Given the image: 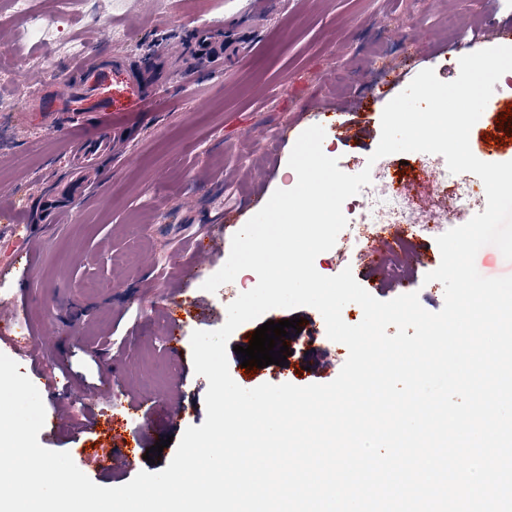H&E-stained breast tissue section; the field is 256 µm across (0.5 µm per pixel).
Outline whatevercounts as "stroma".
<instances>
[{"label":"stroma","mask_w":512,"mask_h":512,"mask_svg":"<svg viewBox=\"0 0 512 512\" xmlns=\"http://www.w3.org/2000/svg\"><path fill=\"white\" fill-rule=\"evenodd\" d=\"M508 16L512 0H32L22 21L0 0V51L15 62L0 74V97L11 104L0 112V262L12 259L26 225L46 222L44 198L78 148L63 131L88 135L96 127L77 112H41L44 92L65 93L77 78L75 58L100 53L124 56L160 82L153 109L121 134L74 221L38 235L35 261L18 262L13 276L0 279V300H24L23 316L9 328L16 345L0 344V353L36 351L37 369L57 380L56 395L42 397L40 444L67 452L117 447L109 432H80L86 407L135 397L153 407L128 417L123 437L143 448L201 426L207 379L195 373L191 352L158 344L166 309L186 286L177 277L184 251L227 213L248 221L254 196L296 185L288 158L312 124L311 100L329 107L369 101V112L349 114L348 138L329 133L322 144L342 171L359 173L394 96L385 74L413 77L431 68L453 81L459 57L449 29L477 30L478 51L489 25ZM231 240L224 234L186 286L212 312L188 322L184 337L220 328L226 303L254 285L245 270L222 291H202L226 262ZM314 266L324 276L351 269L380 300L404 291L382 258L354 261L342 235ZM265 318L299 319L301 339L290 343L285 366L255 369L243 388L282 384L299 371L310 384L338 376L348 349L327 337L317 310L276 308ZM175 408L184 416L171 419Z\"/></svg>","instance_id":"stroma-1"}]
</instances>
